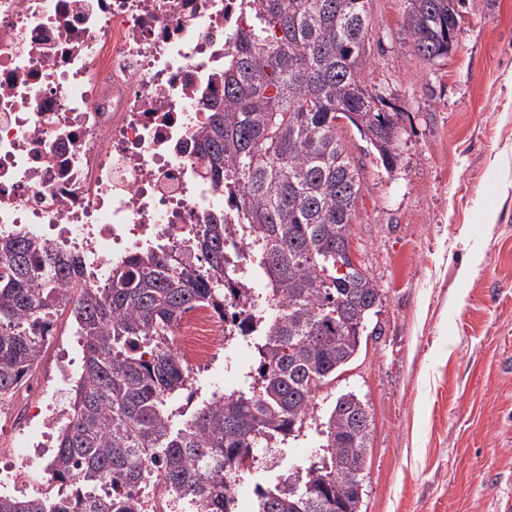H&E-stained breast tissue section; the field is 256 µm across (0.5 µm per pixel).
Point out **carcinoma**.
Wrapping results in <instances>:
<instances>
[{
    "label": "carcinoma",
    "mask_w": 512,
    "mask_h": 512,
    "mask_svg": "<svg viewBox=\"0 0 512 512\" xmlns=\"http://www.w3.org/2000/svg\"><path fill=\"white\" fill-rule=\"evenodd\" d=\"M257 2L234 33L224 94L206 104L198 132L205 168L224 182L235 223L249 226L267 284L251 382L189 414L169 408L191 381L171 345L174 327L199 307L233 309L246 294L224 259L226 224L205 225L204 267L144 249L104 288L83 287L77 260L50 243L1 241L0 398L29 385L62 306L83 364L46 466L66 495H0V512H145L140 489L150 484L202 512H240L224 473L309 428L316 395L378 334L379 288L350 249L361 168L337 123L345 119L395 170L400 113L361 77L366 0ZM461 2L408 0L405 27L423 59L453 48ZM372 425L357 393L335 397L317 424L318 460L257 487L255 512H362ZM104 481L112 496L85 495Z\"/></svg>",
    "instance_id": "cac0c4a2"
}]
</instances>
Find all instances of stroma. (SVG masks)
<instances>
[{
  "mask_svg": "<svg viewBox=\"0 0 512 512\" xmlns=\"http://www.w3.org/2000/svg\"><path fill=\"white\" fill-rule=\"evenodd\" d=\"M366 85L402 114L386 172L359 135L352 257L377 284L382 333L321 391L363 397L373 420L363 512H496L512 477V0H466L453 48L426 61L407 0H367ZM232 354L194 377L193 406L249 367ZM315 431L265 458L256 485L310 454Z\"/></svg>",
  "mask_w": 512,
  "mask_h": 512,
  "instance_id": "35a3bbf8",
  "label": "stroma"
}]
</instances>
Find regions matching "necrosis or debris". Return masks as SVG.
I'll return each instance as SVG.
<instances>
[{"instance_id":"obj_1","label":"necrosis or debris","mask_w":512,"mask_h":512,"mask_svg":"<svg viewBox=\"0 0 512 512\" xmlns=\"http://www.w3.org/2000/svg\"><path fill=\"white\" fill-rule=\"evenodd\" d=\"M240 0H0V236L78 254L82 285L143 247L195 257L224 192L196 151L203 103L218 76ZM227 257L246 275L242 317L264 310L240 225ZM174 347L189 370L247 347L236 324L200 307L178 323ZM66 405L24 393L0 402V421L25 416L30 435L53 429ZM0 494L49 493L22 441L0 435Z\"/></svg>"}]
</instances>
